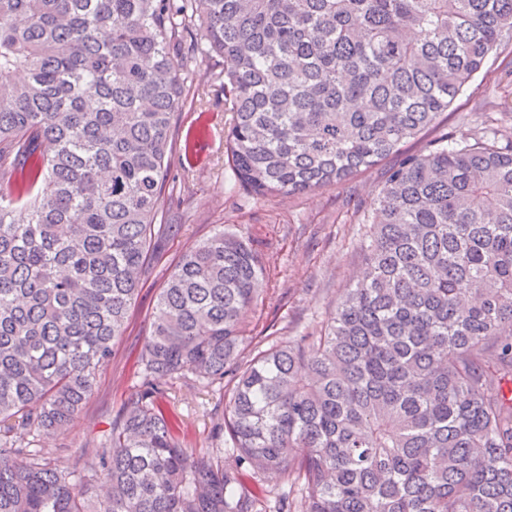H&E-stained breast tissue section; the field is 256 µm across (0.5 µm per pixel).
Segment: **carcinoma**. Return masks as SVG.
<instances>
[{"label": "carcinoma", "mask_w": 512, "mask_h": 512, "mask_svg": "<svg viewBox=\"0 0 512 512\" xmlns=\"http://www.w3.org/2000/svg\"><path fill=\"white\" fill-rule=\"evenodd\" d=\"M512 43V0H0V512H512V134L389 170L362 278L317 336L251 345L265 265L217 229L160 289L141 381L65 474L62 434L158 246L182 72L224 58L228 163L254 195L347 181L434 130ZM251 356L242 358L246 347ZM223 385L224 449L184 446L166 377ZM265 484L269 489L273 491L272 497L264 503L256 506L257 512H274V498L276 494L288 491L290 488V481L288 482V476L279 473H269L264 478Z\"/></svg>", "instance_id": "carcinoma-1"}]
</instances>
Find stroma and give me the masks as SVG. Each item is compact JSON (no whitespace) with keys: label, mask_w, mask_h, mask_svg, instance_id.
<instances>
[{"label":"stroma","mask_w":512,"mask_h":512,"mask_svg":"<svg viewBox=\"0 0 512 512\" xmlns=\"http://www.w3.org/2000/svg\"><path fill=\"white\" fill-rule=\"evenodd\" d=\"M492 78L471 85L442 116V127L455 139L473 140L488 120L512 125V52L489 60ZM199 99L185 103L175 118L171 172L176 177L175 203L164 210V223L181 225L151 278L132 307L125 336L114 346L112 360L100 372L96 392L64 435L47 436L50 461L72 471L81 451L90 449L139 382L133 355L149 332L158 291L179 254L225 227L251 237L262 253L266 273L257 305L248 317L250 336L276 334L280 341L319 335L335 302L360 278L359 240L363 207L369 206L400 155L356 173L341 184L290 196L257 197L238 185L227 163L224 135L230 116L220 88L224 60L196 54L188 64ZM171 390L170 411L184 422L187 447H219L214 427L224 414L222 392L191 379L165 380Z\"/></svg>","instance_id":"obj_1"}]
</instances>
